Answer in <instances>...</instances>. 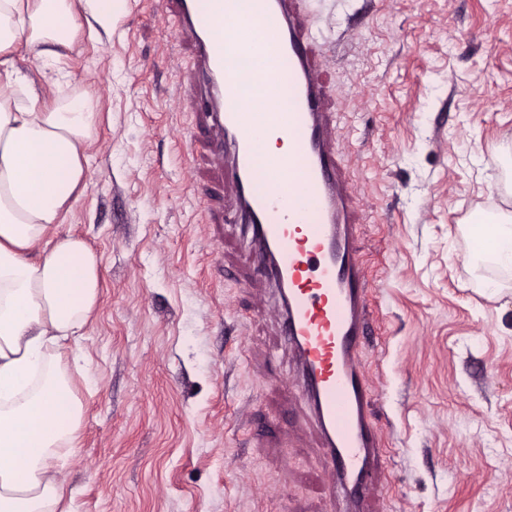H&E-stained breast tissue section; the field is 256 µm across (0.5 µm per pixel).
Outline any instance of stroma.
<instances>
[{
    "mask_svg": "<svg viewBox=\"0 0 512 512\" xmlns=\"http://www.w3.org/2000/svg\"><path fill=\"white\" fill-rule=\"evenodd\" d=\"M325 79L367 224L374 284L366 362L388 464L373 512H512V281L466 263V225L512 212L491 169L512 147V0H311ZM41 71L55 98L89 96L85 190L62 232L99 267L86 328L92 384L61 470L74 512H331L309 408L279 387L295 366L257 296L223 264L207 166L186 146L177 88L190 46L156 0H124Z\"/></svg>",
    "mask_w": 512,
    "mask_h": 512,
    "instance_id": "1",
    "label": "stroma"
}]
</instances>
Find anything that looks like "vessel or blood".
Listing matches in <instances>:
<instances>
[{"mask_svg": "<svg viewBox=\"0 0 512 512\" xmlns=\"http://www.w3.org/2000/svg\"><path fill=\"white\" fill-rule=\"evenodd\" d=\"M177 35L191 40L187 90L231 213L216 211L213 234L239 225L248 243L236 275L269 288L273 318L296 362L292 383L322 436L330 492L344 512H367L384 450L369 411L373 395L364 349L371 334L373 285L360 253L359 193L346 176L332 90L323 78L319 27L309 0H161ZM261 27L268 55L247 40L225 50L235 27ZM262 71L284 112H252L241 78ZM281 135L288 152L270 156L264 139Z\"/></svg>", "mask_w": 512, "mask_h": 512, "instance_id": "1", "label": "vessel or blood"}]
</instances>
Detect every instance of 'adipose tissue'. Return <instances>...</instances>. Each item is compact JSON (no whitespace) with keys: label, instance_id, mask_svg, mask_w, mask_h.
<instances>
[{"label":"adipose tissue","instance_id":"ef3b65f1","mask_svg":"<svg viewBox=\"0 0 512 512\" xmlns=\"http://www.w3.org/2000/svg\"><path fill=\"white\" fill-rule=\"evenodd\" d=\"M118 0H0V512H71L61 467L77 448L85 376L82 331L98 300V262L58 229L80 198L94 133L90 98L49 99L13 50L47 59L71 50L86 23L107 27ZM467 257L512 277V213L475 210Z\"/></svg>","mask_w":512,"mask_h":512}]
</instances>
